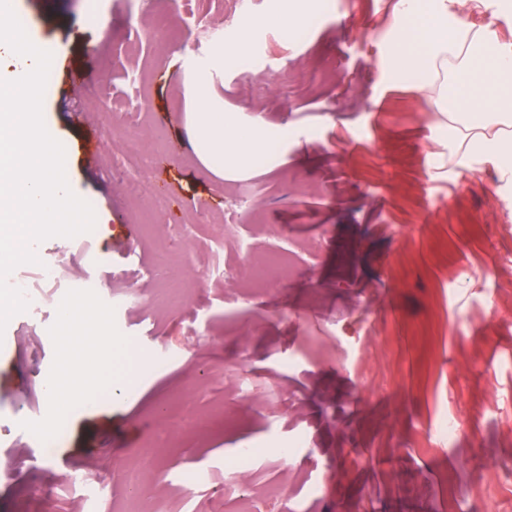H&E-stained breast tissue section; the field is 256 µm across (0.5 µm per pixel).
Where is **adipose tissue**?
Listing matches in <instances>:
<instances>
[{
	"instance_id": "1",
	"label": "adipose tissue",
	"mask_w": 512,
	"mask_h": 512,
	"mask_svg": "<svg viewBox=\"0 0 512 512\" xmlns=\"http://www.w3.org/2000/svg\"><path fill=\"white\" fill-rule=\"evenodd\" d=\"M469 0H394L393 66L422 73L418 92L432 111L447 118L466 153L492 151L501 181L512 184V46L464 21ZM184 124L191 150L213 176L243 174L257 161L280 153V134L258 116L240 123L225 111L209 71L186 72ZM97 330L90 343L65 342L58 373L49 380L51 402L65 407L78 395L89 345L106 341Z\"/></svg>"
}]
</instances>
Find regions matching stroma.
I'll return each instance as SVG.
<instances>
[{"label": "stroma", "instance_id": "35a3bbf8", "mask_svg": "<svg viewBox=\"0 0 512 512\" xmlns=\"http://www.w3.org/2000/svg\"><path fill=\"white\" fill-rule=\"evenodd\" d=\"M246 0H18L59 57L42 114L92 232L35 244L112 301L88 364L111 380L58 412L40 386L60 354L59 301L0 334V512H237L228 448L253 451L254 512H512V204L491 158L451 162L453 132L407 73L390 77L392 0H313L307 27ZM87 69L73 87L71 66ZM224 108L283 128L278 163L207 172L188 147L183 70ZM141 141L152 162L123 156ZM162 202L130 196V176ZM282 264L245 276V254ZM87 298L75 336L101 322ZM218 413L210 430L191 424ZM460 422L447 446L432 427ZM142 470L133 497L123 474ZM104 480L88 500L68 479Z\"/></svg>", "mask_w": 512, "mask_h": 512}]
</instances>
